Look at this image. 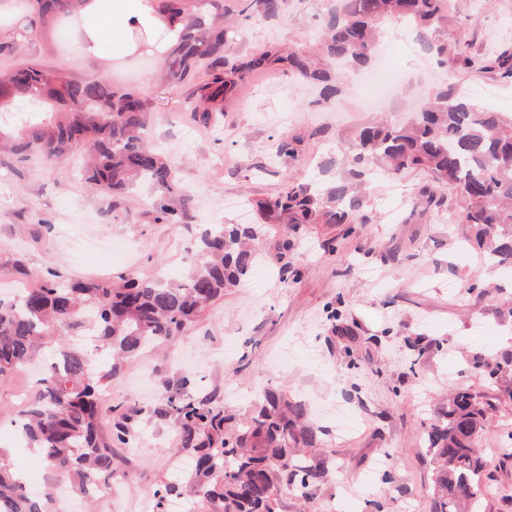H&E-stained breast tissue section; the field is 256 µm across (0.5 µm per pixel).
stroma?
<instances>
[{"instance_id": "obj_1", "label": "stroma", "mask_w": 512, "mask_h": 512, "mask_svg": "<svg viewBox=\"0 0 512 512\" xmlns=\"http://www.w3.org/2000/svg\"><path fill=\"white\" fill-rule=\"evenodd\" d=\"M339 0H287L278 17H244L242 0H224V26L241 58L268 49L321 53L324 21ZM448 43L475 56L512 42V0H448ZM70 44L35 27L29 42L0 54V67L29 59L90 80L97 62L72 63ZM381 51L393 58L396 94L381 111L409 118L420 92L442 85L476 103L512 111V82L494 72L437 65L417 30L387 26ZM152 54L118 59L114 84L138 89L152 104V141L171 151L188 198L181 224L154 221L140 192L113 204L82 177L85 150L55 167L38 159L0 162V292L62 280L185 278L208 225L255 227L260 256L249 275L225 292L170 343L123 362L100 392L103 436L130 419L140 438L113 449L112 486L124 500L86 502L84 512H155L152 490L177 482L181 512H223L194 493L192 445L168 408L182 393L224 418L225 431L249 420L264 390L303 405L317 429L307 460L325 476L307 495L282 491L279 512H430L432 466L426 431L466 389L490 401L476 445L487 466L482 512H512V376L486 378L472 357H512V268L486 269L477 226L455 222L460 198L434 190L420 170L378 174L347 224L269 222L257 209L285 179L323 189L353 166L358 129L371 120L357 84L370 72L341 74L340 91L323 98L282 67L248 73L224 102L219 126L192 116L188 88L162 80ZM287 137L289 153L273 155ZM435 204H428L429 196ZM23 271H16V264ZM35 390L26 370L0 378V448L14 467L48 471L21 448L11 420Z\"/></svg>"}]
</instances>
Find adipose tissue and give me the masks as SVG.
<instances>
[{
  "instance_id": "adipose-tissue-1",
  "label": "adipose tissue",
  "mask_w": 512,
  "mask_h": 512,
  "mask_svg": "<svg viewBox=\"0 0 512 512\" xmlns=\"http://www.w3.org/2000/svg\"><path fill=\"white\" fill-rule=\"evenodd\" d=\"M62 18L81 44L85 57L110 63L109 48L119 43L124 53L164 56L183 29L177 19L158 10L157 0H81Z\"/></svg>"
}]
</instances>
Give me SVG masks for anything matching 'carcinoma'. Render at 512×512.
Listing matches in <instances>:
<instances>
[{
    "mask_svg": "<svg viewBox=\"0 0 512 512\" xmlns=\"http://www.w3.org/2000/svg\"><path fill=\"white\" fill-rule=\"evenodd\" d=\"M77 0H25L27 26H54L59 14ZM341 12L332 13L325 26L323 59L297 50L283 55L266 50L247 59L228 57L230 45L219 18L210 11L224 9L223 0H158L159 11L188 24L165 65L164 78L172 86H189L197 102L193 117L210 123L223 111L224 99L236 79L250 71L279 65L303 81L323 84L332 96L329 70L369 65L376 33L384 23L402 21L420 34L436 29L447 15L445 0H343ZM285 0H249L247 8L268 18L278 16ZM427 50L444 63H460L479 72L496 71L512 79V48L498 46L475 59L466 48L442 40L426 43ZM56 109L37 125L18 131L0 124V152L24 161L37 154L54 164L78 148H86L92 162L84 171L86 182L101 194L122 195L148 184L157 190L151 203L154 220L180 224L185 205L175 207L174 195L183 196L172 162L145 143L153 108L143 95L120 88L105 77L70 79L60 69L35 60L0 68V114L23 117L41 112L47 103ZM356 161L387 164L389 173L426 172L435 184L451 185L460 195L456 220L480 227V242L487 262L512 266V112L473 104L453 90L440 88L428 95L424 108L409 123H372L357 134ZM356 202L346 179L323 194L288 179L276 198L260 205L266 216L288 214L295 224H345L351 220L345 202ZM256 236L236 224H215L202 238L207 259L179 283L159 278L126 280L121 284L83 279L61 286L54 280L38 288H20L9 300L0 297V377L27 364L42 349L65 343L62 330L84 332L85 314L95 313L96 354L108 368L97 376L89 371L90 355L67 348L50 356L38 379V388L26 407L12 420L20 435L53 473L70 474L80 491L99 486V477L112 475V446L136 437L133 425L119 422L111 440L99 432V388L112 378L117 362L177 335L202 314L224 291L238 286L252 269L257 255L246 240ZM187 440L195 442V495L224 502V512H276L278 493L286 487L307 488L322 476L321 468L304 465L298 447L313 445L315 430L304 422L305 410L290 405L268 389L250 420L231 436L221 434L219 414L181 396L169 401ZM488 401L458 390L427 434L432 464L433 512H481V471L474 437L483 426ZM0 512H57L51 490L28 495L24 476L13 470L9 451L0 448Z\"/></svg>",
    "mask_w": 512,
    "mask_h": 512,
    "instance_id": "1",
    "label": "carcinoma"
}]
</instances>
